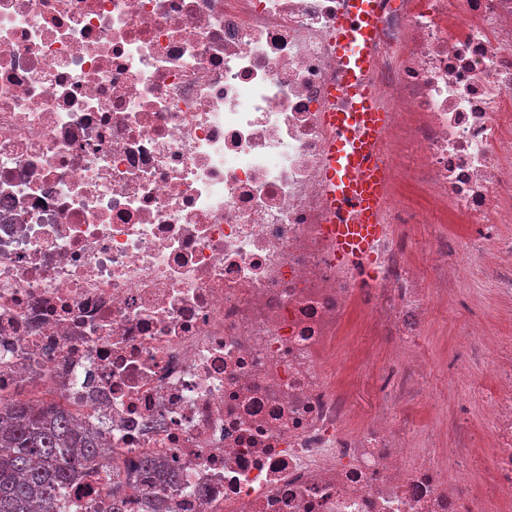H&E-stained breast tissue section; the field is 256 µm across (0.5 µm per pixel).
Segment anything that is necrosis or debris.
<instances>
[{"mask_svg": "<svg viewBox=\"0 0 512 512\" xmlns=\"http://www.w3.org/2000/svg\"><path fill=\"white\" fill-rule=\"evenodd\" d=\"M346 5L0 0V394L60 405L124 460V484L98 465L63 512H144L153 486L164 512L512 496V343L473 321L445 367L492 385L485 434L415 351L449 300L478 303L473 270L512 316V0H383L389 184L352 262L324 231L321 120ZM354 310L386 350L356 351L378 401L359 428L336 369Z\"/></svg>", "mask_w": 512, "mask_h": 512, "instance_id": "necrosis-or-debris-1", "label": "necrosis or debris"}]
</instances>
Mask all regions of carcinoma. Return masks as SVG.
<instances>
[{"mask_svg": "<svg viewBox=\"0 0 512 512\" xmlns=\"http://www.w3.org/2000/svg\"><path fill=\"white\" fill-rule=\"evenodd\" d=\"M110 453L67 410L0 396V512H57L60 490Z\"/></svg>", "mask_w": 512, "mask_h": 512, "instance_id": "cac0c4a2", "label": "carcinoma"}]
</instances>
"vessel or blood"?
Wrapping results in <instances>:
<instances>
[{
  "mask_svg": "<svg viewBox=\"0 0 512 512\" xmlns=\"http://www.w3.org/2000/svg\"><path fill=\"white\" fill-rule=\"evenodd\" d=\"M379 0H348L334 25L338 72L330 88L334 102L323 115L330 131L326 149L328 235L344 260L366 252L382 226L389 170L381 142L389 124L376 88L368 79L378 39Z\"/></svg>",
  "mask_w": 512,
  "mask_h": 512,
  "instance_id": "vessel-or-blood-1",
  "label": "vessel or blood"
}]
</instances>
